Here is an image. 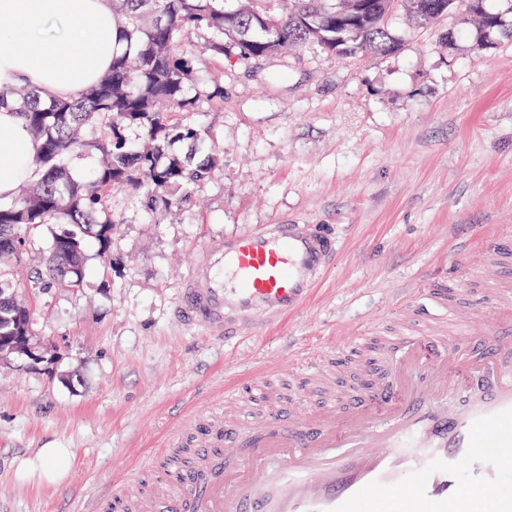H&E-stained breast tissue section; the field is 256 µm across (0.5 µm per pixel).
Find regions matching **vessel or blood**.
I'll use <instances>...</instances> for the list:
<instances>
[{
    "label": "vessel or blood",
    "instance_id": "1",
    "mask_svg": "<svg viewBox=\"0 0 512 512\" xmlns=\"http://www.w3.org/2000/svg\"><path fill=\"white\" fill-rule=\"evenodd\" d=\"M336 257L326 224H264L197 256L174 315L227 343L280 327ZM392 329L359 336L370 363L335 384L311 353L324 401L304 417L278 396L249 423L224 396L186 466L121 488V512H512V232L481 237L445 276L394 304ZM493 314L496 339L469 324Z\"/></svg>",
    "mask_w": 512,
    "mask_h": 512
}]
</instances>
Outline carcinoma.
Segmentation results:
<instances>
[{"label": "carcinoma", "instance_id": "cac0c4a2", "mask_svg": "<svg viewBox=\"0 0 512 512\" xmlns=\"http://www.w3.org/2000/svg\"><path fill=\"white\" fill-rule=\"evenodd\" d=\"M114 0L120 30L112 53V71L81 96L41 100L27 85L0 93V102L16 107L41 143L33 187L7 203L0 202V257L20 261L25 230L54 224L49 263L30 278V287L46 291L61 281L83 283L84 246L97 243L103 263L110 262L115 225L112 191L143 200L153 213L188 207L194 189L221 165L210 131L190 118L197 99L190 87L198 75V55L187 44L196 39L216 57L256 61L289 47L313 45L328 54L354 58L388 54L398 48L389 20L400 0H293L282 13L276 0ZM406 19L414 28L429 26L449 12L460 18L450 43L469 25L483 36L503 29L502 16L486 9L485 0H406ZM97 125L101 135L88 140L80 129ZM136 129L144 146L128 138ZM176 142H189L205 154L191 167L169 154ZM92 149L102 165L82 177L63 164L72 153ZM31 315L16 301L14 284L0 273V356L19 354V337L30 336Z\"/></svg>", "mask_w": 512, "mask_h": 512}]
</instances>
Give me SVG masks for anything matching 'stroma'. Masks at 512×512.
<instances>
[{"label": "stroma", "mask_w": 512, "mask_h": 512, "mask_svg": "<svg viewBox=\"0 0 512 512\" xmlns=\"http://www.w3.org/2000/svg\"><path fill=\"white\" fill-rule=\"evenodd\" d=\"M455 16L411 29L389 55L341 59L310 49L248 63L204 57L195 121L222 164L195 204L148 215L124 191L110 209V264L85 247L81 287L28 289L53 228L0 259L31 311L46 361L0 357V512H89L115 477L162 467L172 431L225 389L306 385L297 354L391 328L393 296L457 262L458 231L512 230V37L444 46ZM222 102L207 101L212 82ZM333 224L334 267L285 325L222 346L180 328L171 309L196 253L256 224ZM67 448L58 485L19 475L41 448Z\"/></svg>", "instance_id": "35a3bbf8"}]
</instances>
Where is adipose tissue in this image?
<instances>
[{"mask_svg":"<svg viewBox=\"0 0 512 512\" xmlns=\"http://www.w3.org/2000/svg\"><path fill=\"white\" fill-rule=\"evenodd\" d=\"M112 0H0V91L19 83L42 100L75 98L112 66ZM39 149L12 105L0 107V198L31 180Z\"/></svg>","mask_w":512,"mask_h":512,"instance_id":"obj_1","label":"adipose tissue"}]
</instances>
